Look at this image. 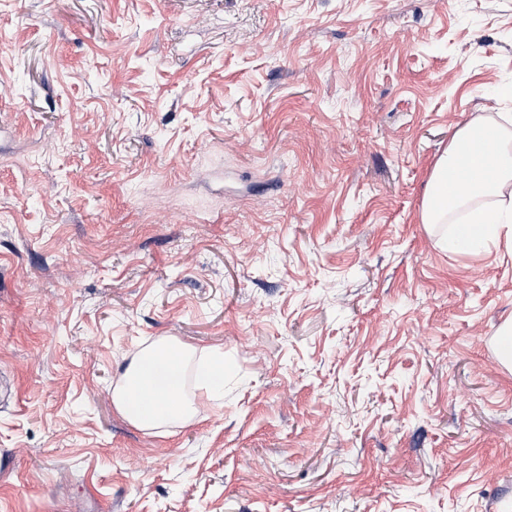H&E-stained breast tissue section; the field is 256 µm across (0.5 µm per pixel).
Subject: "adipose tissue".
Masks as SVG:
<instances>
[{
    "label": "adipose tissue",
    "instance_id": "obj_1",
    "mask_svg": "<svg viewBox=\"0 0 512 512\" xmlns=\"http://www.w3.org/2000/svg\"><path fill=\"white\" fill-rule=\"evenodd\" d=\"M491 139L493 156L482 143ZM420 221L444 224L440 247L452 253L500 242L512 246V115L480 118L459 128L437 158L423 198ZM194 351L167 340L142 347L112 391L119 414L154 432L194 418L183 374Z\"/></svg>",
    "mask_w": 512,
    "mask_h": 512
}]
</instances>
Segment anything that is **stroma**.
<instances>
[{"label": "stroma", "instance_id": "stroma-1", "mask_svg": "<svg viewBox=\"0 0 512 512\" xmlns=\"http://www.w3.org/2000/svg\"><path fill=\"white\" fill-rule=\"evenodd\" d=\"M511 84L512 0H0V512H512V250L420 222ZM193 354L192 348L163 339L142 347L112 391L119 414L148 432L194 418L196 407L183 385Z\"/></svg>", "mask_w": 512, "mask_h": 512}]
</instances>
